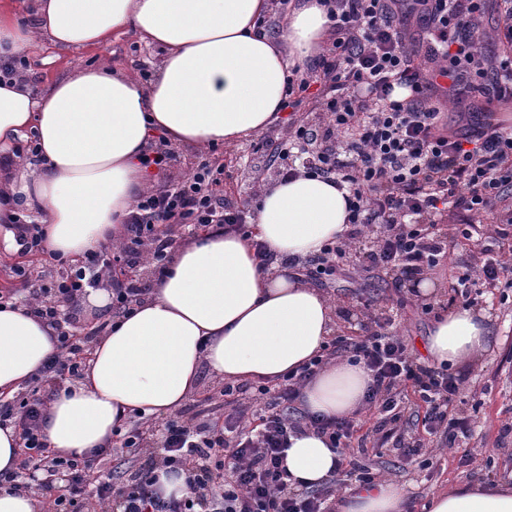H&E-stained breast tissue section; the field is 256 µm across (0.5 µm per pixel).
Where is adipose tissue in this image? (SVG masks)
<instances>
[{"mask_svg": "<svg viewBox=\"0 0 512 512\" xmlns=\"http://www.w3.org/2000/svg\"><path fill=\"white\" fill-rule=\"evenodd\" d=\"M35 27L0 6V64L43 35L56 49L95 48L121 29L161 46L148 84L99 59L37 89L0 82V245L19 246L8 223L34 213L47 256L75 260L118 244L119 230L147 180L140 165L153 131L176 146L203 149L258 134L276 118L290 68L321 50L328 20L318 0H298L279 38L257 26L269 0H32ZM35 134L34 160L16 142ZM347 189L319 176L260 185L252 237L201 236L178 247L152 297L98 339L71 393L52 401L42 422L51 449L89 455L112 442L139 411L177 408L199 386L200 370L229 381L276 382L321 354L335 331L334 306L281 268L263 271L255 242L279 258H306L347 228ZM55 331L23 307L0 306V395L12 396L56 350ZM482 312L458 307L439 317L427 340L436 365L466 364L487 348ZM372 381L362 363L326 365L300 390L311 415L362 408ZM328 439L288 438L289 481L312 487L336 470ZM336 512H408L405 490L384 480L350 489ZM422 512H512V484L461 485L431 495Z\"/></svg>", "mask_w": 512, "mask_h": 512, "instance_id": "ef3b65f1", "label": "adipose tissue"}]
</instances>
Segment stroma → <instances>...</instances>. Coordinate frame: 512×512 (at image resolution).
Returning <instances> with one entry per match:
<instances>
[{
	"label": "stroma",
	"instance_id": "obj_1",
	"mask_svg": "<svg viewBox=\"0 0 512 512\" xmlns=\"http://www.w3.org/2000/svg\"><path fill=\"white\" fill-rule=\"evenodd\" d=\"M163 56L160 48L147 46L131 33L118 31L111 42L99 49L74 48L65 52L50 45L29 53L26 62L34 86H42L65 72L85 66L105 57L113 64L137 73L155 70ZM260 136L220 146L227 175L224 193L234 201H251L253 167H268L270 155L257 149ZM468 250L455 248L448 258L426 275L435 284L431 295L418 297L415 281L404 282L401 289L391 287L389 275L383 270L369 272L346 266L341 268L333 283L322 286V293L335 304L340 315L336 333L357 336L365 320L362 299H376L378 306L389 307L398 313L397 333L407 341L413 354L428 360L427 337L437 316L459 307L461 299L453 298L449 289L450 277L471 263ZM22 265L31 271V284L40 285L56 275L58 267L52 258L39 252L13 254L0 248V291L15 290L16 302H24L28 290L15 279L12 269ZM431 304L432 313H422L421 303ZM475 309L488 317L491 329L490 344L477 361L454 368L463 378L460 396L462 408L471 415L474 428L471 436L456 441L453 448H434L432 467L406 464L396 452L383 457H371L370 464L380 470L382 477L401 484L410 503L409 512H422L423 501L438 492L460 484L489 483L500 480L505 468H512V437H502L501 429L512 423V288H502L483 294L474 303Z\"/></svg>",
	"mask_w": 512,
	"mask_h": 512
}]
</instances>
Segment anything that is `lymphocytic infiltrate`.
I'll use <instances>...</instances> for the list:
<instances>
[{"label":"lymphocytic infiltrate","mask_w":512,"mask_h":512,"mask_svg":"<svg viewBox=\"0 0 512 512\" xmlns=\"http://www.w3.org/2000/svg\"><path fill=\"white\" fill-rule=\"evenodd\" d=\"M333 33L317 57L314 74L292 69L285 105L298 109L312 83L323 86L317 122L291 118L275 152L280 178L320 175L347 188L349 228L310 257L307 278L335 277L340 265L384 269L419 276L449 255L451 246L471 243L473 261L450 285L455 297L474 302L487 289L512 288V127L484 110L481 122L449 129L437 99L438 79L463 86L487 102L512 101V0H500L498 31L502 51L493 57L476 50L480 0H320ZM422 30L424 54L408 47L411 24ZM407 89L394 98L395 88ZM300 153L301 165L291 164ZM179 157L159 142L143 160L159 183L144 191L122 224L121 249L93 253L62 267L32 292L29 313L56 332L51 355L17 396H0V424L19 433L20 469L62 475L64 485L37 483V503L54 512H335L336 482L294 492L288 485L284 450L289 435L307 429L328 437L340 451L338 470L363 485L378 475L362 456L384 447L413 459L422 439H405L406 417H422L427 435L454 443L468 433L469 418L455 405L462 381L452 373L419 363L395 321L374 304L365 310L372 324L364 336H340L334 350L349 353L372 376L367 403L370 423L354 417L319 418L294 406L302 384L325 363L316 357L274 385L225 384L224 413L179 411L162 428L133 422L111 453L61 457L41 433L46 401L75 382L91 354L92 334L64 324V304L112 284V314L124 316L148 297L166 273L180 238L224 232L249 235L253 214L224 194V161L212 156L179 179L171 172ZM496 227L485 231L483 219ZM425 405L414 410V401ZM135 459L131 479L104 478L108 455ZM161 468L183 470L189 493L162 498L155 489Z\"/></svg>","instance_id":"lymphocytic-infiltrate-1"}]
</instances>
